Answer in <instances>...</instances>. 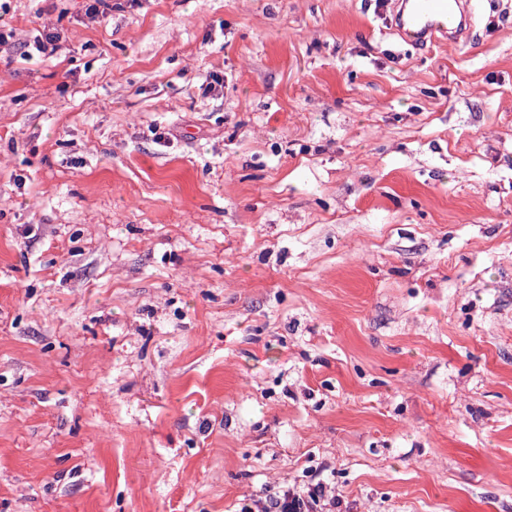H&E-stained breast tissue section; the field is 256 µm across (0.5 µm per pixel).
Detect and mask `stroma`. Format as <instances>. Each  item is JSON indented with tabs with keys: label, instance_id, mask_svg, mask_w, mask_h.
I'll list each match as a JSON object with an SVG mask.
<instances>
[{
	"label": "stroma",
	"instance_id": "1",
	"mask_svg": "<svg viewBox=\"0 0 512 512\" xmlns=\"http://www.w3.org/2000/svg\"><path fill=\"white\" fill-rule=\"evenodd\" d=\"M0 512H512V0H9ZM394 32L416 48L465 41L472 33L470 0H394ZM345 505V509L343 506ZM336 488L324 481L307 486L288 483L269 488L262 494L240 500L234 512H349Z\"/></svg>",
	"mask_w": 512,
	"mask_h": 512
}]
</instances>
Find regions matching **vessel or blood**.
Instances as JSON below:
<instances>
[{
  "mask_svg": "<svg viewBox=\"0 0 512 512\" xmlns=\"http://www.w3.org/2000/svg\"><path fill=\"white\" fill-rule=\"evenodd\" d=\"M394 31L416 48L470 38L471 0H393Z\"/></svg>",
  "mask_w": 512,
  "mask_h": 512,
  "instance_id": "obj_1",
  "label": "vessel or blood"
}]
</instances>
